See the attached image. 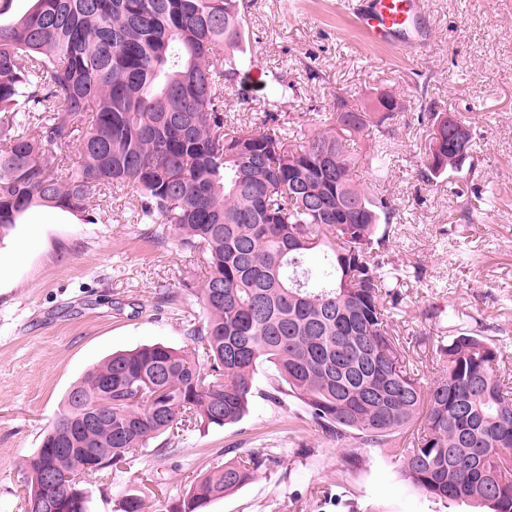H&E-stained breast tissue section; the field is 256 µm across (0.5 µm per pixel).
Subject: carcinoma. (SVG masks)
Here are the masks:
<instances>
[{
    "instance_id": "obj_1",
    "label": "carcinoma",
    "mask_w": 512,
    "mask_h": 512,
    "mask_svg": "<svg viewBox=\"0 0 512 512\" xmlns=\"http://www.w3.org/2000/svg\"><path fill=\"white\" fill-rule=\"evenodd\" d=\"M0 0V235L35 207L98 217L103 189L131 187L139 224L173 230L206 254L203 315L188 344L114 353L67 394L26 457L25 503L84 512L64 476L93 449L101 470L186 424L223 427L248 411L254 374L272 363L280 393L301 400L333 440L385 448L422 494L512 512V387L501 350L472 330L436 344L446 373L429 385L405 368L391 310L405 302L384 260L399 205L354 177L350 141L366 129V163L384 171L402 106L383 92L361 110L336 98L288 143L273 112L295 85L272 74L263 126L227 121L224 85L247 64L240 0ZM77 149L80 164L60 176ZM448 113H431L418 176L461 169ZM320 252L319 266L310 256ZM112 399V414L101 403ZM51 462L60 482L50 485ZM253 448L214 467L175 506L205 512L264 474Z\"/></svg>"
}]
</instances>
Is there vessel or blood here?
<instances>
[{"mask_svg":"<svg viewBox=\"0 0 512 512\" xmlns=\"http://www.w3.org/2000/svg\"><path fill=\"white\" fill-rule=\"evenodd\" d=\"M422 0H362L356 8V24L375 44L418 53L424 47L419 33Z\"/></svg>","mask_w":512,"mask_h":512,"instance_id":"1","label":"vessel or blood"}]
</instances>
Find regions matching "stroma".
<instances>
[{
  "mask_svg": "<svg viewBox=\"0 0 512 512\" xmlns=\"http://www.w3.org/2000/svg\"><path fill=\"white\" fill-rule=\"evenodd\" d=\"M242 3L253 64L225 87L229 119L262 123L273 72L295 86L280 109L294 133L336 97L359 107L396 96L403 110L389 170L377 177L363 167L359 177L400 206L386 260L421 273L393 317L410 366L432 382L443 367L433 342L478 326L512 379V0H424L431 36L415 59L367 42L336 0ZM424 107L468 122L472 151L460 173L419 178ZM135 206L132 189H112L96 203L101 223L36 208L0 239V512H23L22 463L92 365L144 344L183 348L201 316L196 297L163 299L200 271L201 255L171 234L154 240V225L134 222ZM276 385L275 367L262 364L239 422L189 424L176 451L162 436L87 478V512H123L133 496L145 512H171L209 468L250 448L268 453L270 468L206 512H474L412 488L386 449L336 444L300 401L274 395Z\"/></svg>",
  "mask_w": 512,
  "mask_h": 512,
  "instance_id": "35a3bbf8",
  "label": "stroma"
}]
</instances>
